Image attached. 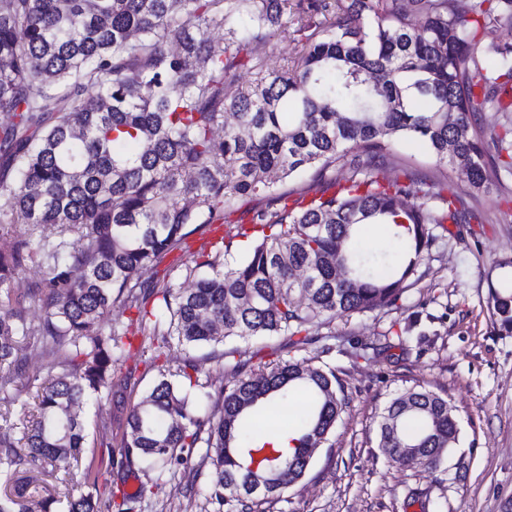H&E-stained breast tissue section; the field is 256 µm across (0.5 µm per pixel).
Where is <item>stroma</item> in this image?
Masks as SVG:
<instances>
[{
	"mask_svg": "<svg viewBox=\"0 0 512 512\" xmlns=\"http://www.w3.org/2000/svg\"><path fill=\"white\" fill-rule=\"evenodd\" d=\"M426 179L436 208L448 190L434 158L402 142L387 155L379 177ZM512 176L487 167V183L473 194L457 191L481 224H434L432 243L395 305L322 317L312 341L291 348L283 336L185 350L166 347L161 358L178 372L195 357L202 376L225 386L259 367L296 356L304 366L332 368L345 405L304 476L280 498L253 512H502L512 500V330L493 314L492 290L512 287V218L504 198ZM28 371L16 378L17 399L0 418V432L37 413L38 383L50 369L29 348ZM424 389L454 407L459 441L439 468L400 466L384 456L379 421L386 404L405 390ZM212 466L197 448L187 469L135 512H242L236 501L213 504L207 492Z\"/></svg>",
	"mask_w": 512,
	"mask_h": 512,
	"instance_id": "stroma-1",
	"label": "stroma"
}]
</instances>
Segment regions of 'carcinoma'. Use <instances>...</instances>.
Here are the masks:
<instances>
[{
  "instance_id": "1",
  "label": "carcinoma",
  "mask_w": 512,
  "mask_h": 512,
  "mask_svg": "<svg viewBox=\"0 0 512 512\" xmlns=\"http://www.w3.org/2000/svg\"><path fill=\"white\" fill-rule=\"evenodd\" d=\"M511 22L512 0H473L466 10L455 0H0V404L15 401L23 341L35 339L55 371L37 391L38 419L21 423L16 440L0 436V467L52 474L79 461L88 430L75 408L104 395L127 411L123 465L150 462L152 487L205 448L211 499L260 502L240 491L248 464L240 450L270 441L248 417L300 391L309 403L297 437L268 466L285 488L301 478L343 408L333 370L290 359L230 388L198 382L210 405L202 420L164 373L131 402V376L112 377L132 347L123 339L140 334L145 350L173 337L188 348L291 337L325 314L393 305L429 249L428 225L469 218L454 191L440 215L426 200L404 202L412 184L370 170L404 139L426 146L448 184L474 192L487 181L486 159L506 156L512 168V119L499 132L473 119L485 108L507 111L512 44L483 39ZM288 24L295 52L270 72L252 46ZM337 166L349 175L238 225L245 250L216 243L186 270L193 287L174 284L171 270L139 279L243 199L277 204L286 180ZM46 224L54 236L41 234ZM366 224L385 226L401 245L399 270L366 271L354 244ZM338 264L349 280H336ZM30 268L38 277L28 298L43 307L36 323L6 288ZM492 300L511 327L512 291L495 290ZM117 301L135 317L110 322ZM393 431L432 469L460 433L448 400L415 389L384 408L380 447ZM112 464H88L91 490L70 496L68 512L112 507L99 493ZM33 501L39 512L56 503L26 476L0 495V512H33Z\"/></svg>"
}]
</instances>
